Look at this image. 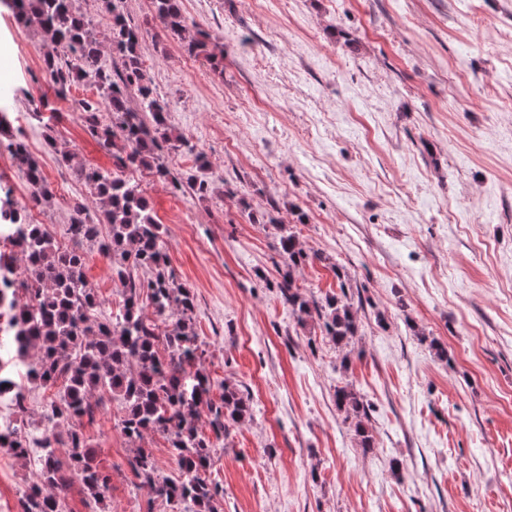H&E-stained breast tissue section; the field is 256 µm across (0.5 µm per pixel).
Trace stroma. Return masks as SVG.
I'll list each match as a JSON object with an SVG mask.
<instances>
[{
    "mask_svg": "<svg viewBox=\"0 0 512 512\" xmlns=\"http://www.w3.org/2000/svg\"><path fill=\"white\" fill-rule=\"evenodd\" d=\"M170 124L205 153H165L203 200L126 171L162 226L169 268L195 297L203 366L252 417L206 470L220 512H512V0H182L188 26L224 50L189 55L150 0H127ZM46 38L0 8V95L10 138L40 163L38 203L10 155L0 185L59 244L77 205H99L80 166L114 171L79 110L57 100ZM70 154L63 162L62 154ZM234 196H227V189ZM317 259L295 273L317 299L346 280L360 329L342 352L300 325L274 287L275 230ZM100 313L119 308L109 262L85 247ZM348 369H341V360ZM366 406L363 454L335 401ZM121 401L85 432L112 478L100 512H171L133 476ZM36 465L0 451V501L19 512Z\"/></svg>",
    "mask_w": 512,
    "mask_h": 512,
    "instance_id": "obj_1",
    "label": "stroma"
}]
</instances>
